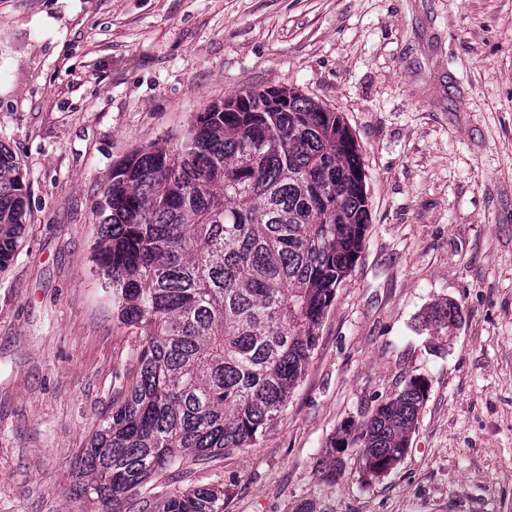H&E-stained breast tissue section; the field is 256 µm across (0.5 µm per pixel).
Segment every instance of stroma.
I'll use <instances>...</instances> for the list:
<instances>
[{
    "label": "stroma",
    "mask_w": 512,
    "mask_h": 512,
    "mask_svg": "<svg viewBox=\"0 0 512 512\" xmlns=\"http://www.w3.org/2000/svg\"><path fill=\"white\" fill-rule=\"evenodd\" d=\"M270 87L344 118L364 245L276 428L146 512L196 488L224 512H512V0H0V142L29 189L0 270V512H97L71 461L138 345L94 262L113 166ZM445 300L462 321L444 337L422 320ZM414 377L408 448L366 473L343 432Z\"/></svg>",
    "instance_id": "stroma-1"
}]
</instances>
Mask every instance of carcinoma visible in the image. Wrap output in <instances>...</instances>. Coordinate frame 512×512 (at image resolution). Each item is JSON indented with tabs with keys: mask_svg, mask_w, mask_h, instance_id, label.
<instances>
[{
	"mask_svg": "<svg viewBox=\"0 0 512 512\" xmlns=\"http://www.w3.org/2000/svg\"><path fill=\"white\" fill-rule=\"evenodd\" d=\"M98 273L136 368L75 458V495L121 512L153 479L256 445L302 380L336 289L369 224L365 173L339 113L288 89L249 90L201 113L178 147L140 149L112 168L99 203ZM28 216L19 162L0 143V267ZM461 318L434 304L426 328ZM427 396L410 379L351 440L364 469L403 457ZM336 482V459L318 464ZM161 512H224L193 489Z\"/></svg>",
	"mask_w": 512,
	"mask_h": 512,
	"instance_id": "carcinoma-1",
	"label": "carcinoma"
}]
</instances>
